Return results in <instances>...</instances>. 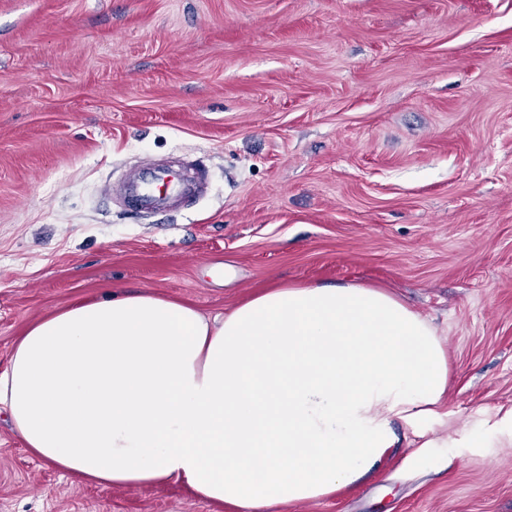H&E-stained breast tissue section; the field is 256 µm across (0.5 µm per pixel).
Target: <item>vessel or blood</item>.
I'll list each match as a JSON object with an SVG mask.
<instances>
[{"label": "vessel or blood", "instance_id": "obj_1", "mask_svg": "<svg viewBox=\"0 0 512 512\" xmlns=\"http://www.w3.org/2000/svg\"><path fill=\"white\" fill-rule=\"evenodd\" d=\"M209 187L210 172L201 161L173 155L164 161H137L103 192L124 210L147 216L181 211Z\"/></svg>", "mask_w": 512, "mask_h": 512}]
</instances>
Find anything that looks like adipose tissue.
<instances>
[{
  "label": "adipose tissue",
  "mask_w": 512,
  "mask_h": 512,
  "mask_svg": "<svg viewBox=\"0 0 512 512\" xmlns=\"http://www.w3.org/2000/svg\"><path fill=\"white\" fill-rule=\"evenodd\" d=\"M25 448L102 488L171 481L229 512L336 493L408 439L487 448L512 410L448 435V346L420 313L357 283L272 286L230 311L148 289L54 310L0 373Z\"/></svg>",
  "instance_id": "ef3b65f1"
}]
</instances>
